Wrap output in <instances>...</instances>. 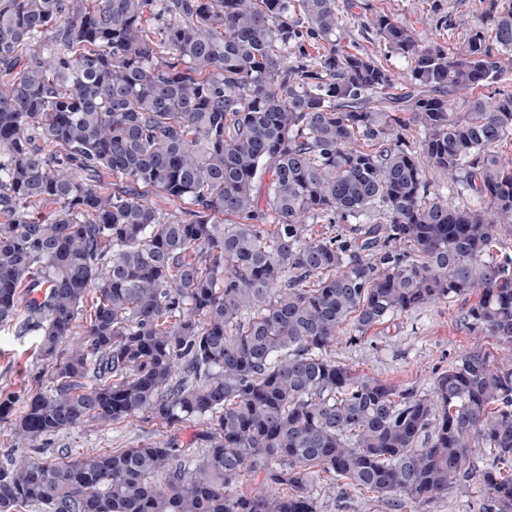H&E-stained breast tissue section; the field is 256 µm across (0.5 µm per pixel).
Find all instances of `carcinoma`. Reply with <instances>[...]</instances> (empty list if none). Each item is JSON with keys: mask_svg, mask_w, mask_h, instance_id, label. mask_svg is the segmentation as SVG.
Returning a JSON list of instances; mask_svg holds the SVG:
<instances>
[{"mask_svg": "<svg viewBox=\"0 0 512 512\" xmlns=\"http://www.w3.org/2000/svg\"><path fill=\"white\" fill-rule=\"evenodd\" d=\"M484 2L451 53L375 12L374 55L342 44L356 0H0V323L69 346L0 420L35 448L196 420L202 445L11 459L0 512H319L317 470L512 512V368L468 352L421 395L328 356L473 291L512 344V0Z\"/></svg>", "mask_w": 512, "mask_h": 512, "instance_id": "1", "label": "carcinoma"}]
</instances>
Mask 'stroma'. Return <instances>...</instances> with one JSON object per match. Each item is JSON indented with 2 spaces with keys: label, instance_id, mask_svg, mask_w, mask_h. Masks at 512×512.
Masks as SVG:
<instances>
[{
  "label": "stroma",
  "instance_id": "obj_1",
  "mask_svg": "<svg viewBox=\"0 0 512 512\" xmlns=\"http://www.w3.org/2000/svg\"><path fill=\"white\" fill-rule=\"evenodd\" d=\"M366 12H385L403 22L416 24L429 9L448 17L451 24L438 35L423 31V38L437 37L447 48L462 42L466 32L479 21L482 0H361ZM474 295L446 299L386 320L373 327L356 343L339 342L332 358L395 385L427 393L438 372L448 368L464 353L481 350L496 363L512 367V346L470 329L463 316L474 302ZM36 334L17 335L14 325L0 326V392L26 398L29 391L50 387L53 366L38 352ZM164 428L152 419L123 424H90L51 438L47 452H96L131 448L157 440ZM320 512H410L396 506L391 497L319 495Z\"/></svg>",
  "mask_w": 512,
  "mask_h": 512
}]
</instances>
